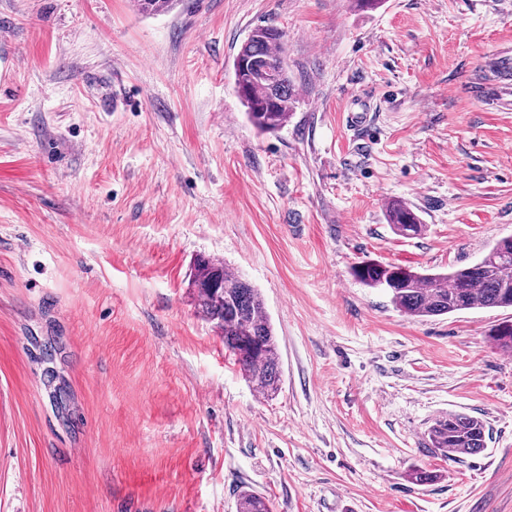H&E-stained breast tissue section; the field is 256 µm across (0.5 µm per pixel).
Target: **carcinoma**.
<instances>
[{"label":"carcinoma","instance_id":"1","mask_svg":"<svg viewBox=\"0 0 512 512\" xmlns=\"http://www.w3.org/2000/svg\"><path fill=\"white\" fill-rule=\"evenodd\" d=\"M145 15L172 9L174 0H136ZM283 34L272 25L255 27L233 62L235 91L249 123L260 132L282 128L291 116L294 84L288 75ZM274 64L279 72L270 82L255 67ZM387 220L402 237L420 235L425 225L402 202L387 209ZM365 286L384 288L393 306L411 317H436L462 310L512 307V239L496 241L480 265L450 268L444 273L419 272L400 266L363 261L352 269ZM200 313L215 324L245 379L260 394H274L281 370L277 338L264 299L257 288L224 262L200 257L189 281ZM504 351L512 350V323L504 321L491 333ZM431 446L453 456L485 450L486 427L477 417L452 413L429 430ZM237 512H271L270 502L251 491L240 495Z\"/></svg>","mask_w":512,"mask_h":512}]
</instances>
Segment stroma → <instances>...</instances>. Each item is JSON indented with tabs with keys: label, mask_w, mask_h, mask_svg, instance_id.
Returning a JSON list of instances; mask_svg holds the SVG:
<instances>
[{
	"label": "stroma",
	"mask_w": 512,
	"mask_h": 512,
	"mask_svg": "<svg viewBox=\"0 0 512 512\" xmlns=\"http://www.w3.org/2000/svg\"><path fill=\"white\" fill-rule=\"evenodd\" d=\"M259 25L295 89L273 133L234 91ZM507 46L512 0H0V512H512V309L411 318L352 274L512 235V112L473 95ZM200 255L261 291L272 397L198 314ZM451 413L482 453L434 451ZM387 220L394 232L402 237L421 235L425 229L413 209L402 202H394L388 207ZM431 446L454 457L476 455L487 446L486 427L477 417L452 413L439 419L429 430Z\"/></svg>",
	"instance_id": "obj_1"
}]
</instances>
